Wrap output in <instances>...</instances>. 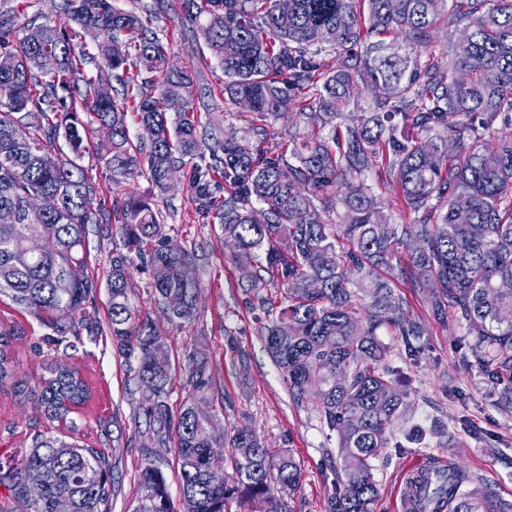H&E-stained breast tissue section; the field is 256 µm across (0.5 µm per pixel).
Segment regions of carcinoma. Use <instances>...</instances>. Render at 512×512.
Returning <instances> with one entry per match:
<instances>
[{"mask_svg": "<svg viewBox=\"0 0 512 512\" xmlns=\"http://www.w3.org/2000/svg\"><path fill=\"white\" fill-rule=\"evenodd\" d=\"M199 36L224 70V99L247 105L246 136L202 122L191 80L169 68L171 49L152 27L153 13L116 0H62L57 23L31 24L11 44L14 24L0 17V209L19 214L0 224V299L48 330L52 351L78 349L89 330L84 307L98 283L87 265L91 224H111L123 240L106 280L112 342L124 358L146 426L138 429L146 463L132 512H292L285 497L299 486L291 450H273L248 424L210 436L216 414L207 349L185 347L179 365L159 369L152 349L163 323L197 314L192 254L163 234L158 208L135 193L94 204L96 188L52 143L65 134L75 152L94 128L118 175L143 158L165 191L192 165L201 213L221 224L261 309L266 348L296 403H312L337 432L338 487L325 512H369L377 495L373 462L387 431L405 412V381L380 368L388 347L378 329L393 327L417 358L422 321L385 272L399 269L428 296L434 320H452L497 405L512 410V138L495 142V122L512 123V0H182ZM260 17L261 25L254 23ZM461 31L436 55L439 25ZM105 44L108 53L95 55ZM334 56V65L321 56ZM112 71L120 90L101 79ZM145 75L137 80L130 70ZM375 89L372 106L359 86ZM285 119L288 137L271 147L270 126ZM154 129L133 142L130 122ZM209 158L201 168L196 158ZM399 190L401 223L376 194L370 175ZM224 196H217L218 192ZM32 235L56 239L54 254L23 266L14 256ZM162 320L129 288L131 268ZM276 289L271 296L268 289ZM41 382L44 420H67L90 391L60 358ZM184 400L170 403L174 380ZM174 449L179 500L169 491L155 447ZM231 449L232 482L211 485L212 449ZM57 448H69L66 456ZM461 471L417 480V512H512L490 487L464 489ZM116 477L105 452L61 432L31 436L24 456L0 470V512H54L69 497L73 512H109Z\"/></svg>", "mask_w": 512, "mask_h": 512, "instance_id": "obj_1", "label": "carcinoma"}]
</instances>
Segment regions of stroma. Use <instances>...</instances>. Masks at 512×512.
Returning a JSON list of instances; mask_svg holds the SVG:
<instances>
[{
    "instance_id": "1",
    "label": "stroma",
    "mask_w": 512,
    "mask_h": 512,
    "mask_svg": "<svg viewBox=\"0 0 512 512\" xmlns=\"http://www.w3.org/2000/svg\"><path fill=\"white\" fill-rule=\"evenodd\" d=\"M60 0H0V12L14 21L15 37H22L30 20L54 17ZM125 8L151 5L160 17L159 26L172 45L174 68L193 80L195 103L206 109L225 132L243 135L247 129L244 109L225 101L224 71L212 59L197 33V24L181 7V0H121ZM56 152L74 159L95 184L105 202L127 192L150 197L158 205L165 234L194 254L192 272L199 290L198 314L181 326H167L166 346L170 360H178L185 347L206 345L217 394L227 397V407L217 410L221 425L249 424L272 447L290 448L302 466L298 488L289 499L293 512H324L328 495L337 483L338 435L324 427L313 404L293 402L279 371L258 334L263 311L250 308V293L241 271L224 244L220 225L210 223L196 210L188 181L159 191L145 167H134L124 176L113 175L101 159L95 141L73 154L65 139ZM89 271L99 284L94 305L87 308L93 327L84 336L83 348L73 359L88 384L91 397L73 419L82 441L105 449L118 465L119 487L111 512H131L136 496L138 468L143 461L136 425L137 397L129 389L122 358L112 346L108 329V294L104 286L111 268L112 250L121 247L107 226H90L87 235ZM410 312L424 323L427 333L418 362L406 360L401 337L393 329L380 328V340L390 353L382 365L406 376L407 411L388 431V444L374 462L378 493L369 512H398L408 471L415 465L446 460L462 468L472 484L495 486L512 501V412L495 403L487 376L461 345L454 323H439L431 316L426 296L405 289ZM15 333L12 355L15 364L9 378L0 382V460L20 455L31 444L43 416L36 391L45 374L46 333L30 314L0 301V329ZM247 355L246 366L235 361L236 350Z\"/></svg>"
}]
</instances>
